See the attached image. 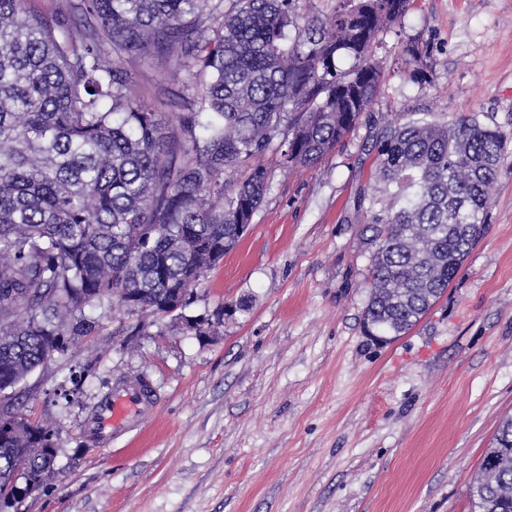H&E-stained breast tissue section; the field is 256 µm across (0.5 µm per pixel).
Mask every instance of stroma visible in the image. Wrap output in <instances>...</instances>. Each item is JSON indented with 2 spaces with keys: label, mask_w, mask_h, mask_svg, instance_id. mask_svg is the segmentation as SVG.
Returning a JSON list of instances; mask_svg holds the SVG:
<instances>
[{
  "label": "stroma",
  "mask_w": 512,
  "mask_h": 512,
  "mask_svg": "<svg viewBox=\"0 0 512 512\" xmlns=\"http://www.w3.org/2000/svg\"><path fill=\"white\" fill-rule=\"evenodd\" d=\"M427 45L426 79L402 48ZM380 95L321 161L261 159L269 187L248 234L181 318L138 332L103 306L63 358L27 380L21 411L53 427L56 475L18 512H471L470 489L512 417V0H415L375 53ZM137 82L162 117L177 84ZM398 112L477 116L503 133L486 229L421 320L367 336L381 199L373 139ZM248 299L209 335L187 320ZM96 360L94 374L86 364ZM156 392L151 419L112 445L86 432L122 380Z\"/></svg>",
  "instance_id": "stroma-1"
}]
</instances>
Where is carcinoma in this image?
Returning a JSON list of instances; mask_svg holds the SVG:
<instances>
[{"instance_id": "obj_1", "label": "carcinoma", "mask_w": 512, "mask_h": 512, "mask_svg": "<svg viewBox=\"0 0 512 512\" xmlns=\"http://www.w3.org/2000/svg\"><path fill=\"white\" fill-rule=\"evenodd\" d=\"M62 0L48 19L0 0V395L64 356L113 301L154 317L187 306L242 239L269 185L257 159L310 167L360 121L382 86L381 34L414 0ZM112 44V61L102 44ZM405 51L423 74L422 49ZM182 76L183 111L162 121L124 62ZM506 139L469 116L398 115L375 137L389 205L372 213L377 249L369 336L411 330L485 230ZM221 246L213 256L199 248ZM39 423L0 434V495L22 466L55 473ZM512 419L482 458L473 512H512Z\"/></svg>"}]
</instances>
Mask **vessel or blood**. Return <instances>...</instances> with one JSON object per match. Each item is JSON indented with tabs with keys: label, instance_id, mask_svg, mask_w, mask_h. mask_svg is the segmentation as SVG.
I'll return each instance as SVG.
<instances>
[{
	"label": "vessel or blood",
	"instance_id": "obj_1",
	"mask_svg": "<svg viewBox=\"0 0 512 512\" xmlns=\"http://www.w3.org/2000/svg\"><path fill=\"white\" fill-rule=\"evenodd\" d=\"M155 398L154 390L147 382L120 383L96 407L89 422L92 437L107 445L113 437L124 433L134 424L146 422Z\"/></svg>",
	"mask_w": 512,
	"mask_h": 512
}]
</instances>
